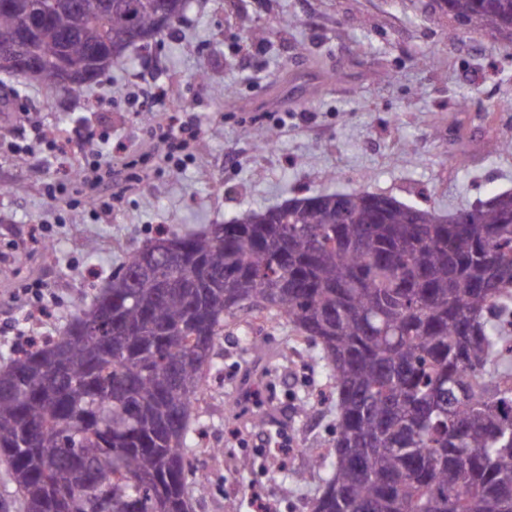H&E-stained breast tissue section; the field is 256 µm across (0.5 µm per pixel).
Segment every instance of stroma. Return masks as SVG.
I'll return each mask as SVG.
<instances>
[{
  "label": "stroma",
  "mask_w": 512,
  "mask_h": 512,
  "mask_svg": "<svg viewBox=\"0 0 512 512\" xmlns=\"http://www.w3.org/2000/svg\"><path fill=\"white\" fill-rule=\"evenodd\" d=\"M259 24L270 35L251 41ZM126 56L89 89L51 91L22 77L0 84L9 105L0 112V366L31 337L58 335L85 304L78 271L107 279L158 229L199 232L304 189L381 193L443 212L512 191V152L484 150L488 132L512 135V40L470 35L430 0H191L152 54L133 47ZM141 75L164 89L147 112L124 98ZM474 92L500 104L489 126L457 106ZM179 112L198 115L209 148L174 172L147 131ZM33 116L63 136L80 124L124 143L112 158L123 172L114 185L119 206L97 211L93 188L72 182L82 151L36 166L9 150L29 137ZM262 125L278 131L273 150L254 143ZM59 179L67 197L48 200L46 183ZM44 220L53 223L48 250L38 231ZM35 286L51 299L33 317L21 291ZM248 320L225 328L217 349L224 380L201 412L206 436L196 457L208 484L192 492L193 510L250 512L258 492L275 512H308L327 473L307 471L303 451L332 439L320 400L325 362L312 351L281 363L291 334L284 321L265 325L260 350L247 348ZM260 387L273 403L266 432L247 416ZM235 399L245 414L229 422L226 403ZM303 400L311 408L301 415ZM273 437L287 449L285 467L262 461ZM245 457L255 461L251 470L239 467Z\"/></svg>",
  "instance_id": "35a3bbf8"
}]
</instances>
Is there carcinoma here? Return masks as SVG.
Wrapping results in <instances>:
<instances>
[{
	"mask_svg": "<svg viewBox=\"0 0 512 512\" xmlns=\"http://www.w3.org/2000/svg\"><path fill=\"white\" fill-rule=\"evenodd\" d=\"M0 8V72L97 83L187 0ZM512 40V0H433ZM341 199H336V196ZM309 193L194 233L163 230L57 336L0 370V462L23 512H189L204 377L238 314L283 317L335 396L332 471L309 512H512V192L446 215Z\"/></svg>",
	"mask_w": 512,
	"mask_h": 512,
	"instance_id": "cac0c4a2",
	"label": "carcinoma"
}]
</instances>
